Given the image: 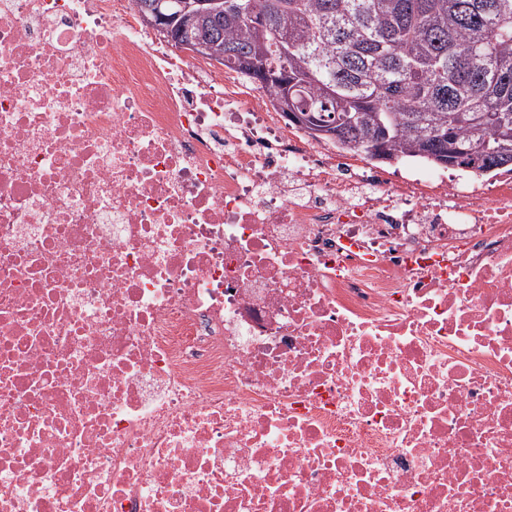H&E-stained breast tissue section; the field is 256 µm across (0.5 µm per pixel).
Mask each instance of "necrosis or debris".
I'll return each mask as SVG.
<instances>
[{"instance_id": "1", "label": "necrosis or debris", "mask_w": 512, "mask_h": 512, "mask_svg": "<svg viewBox=\"0 0 512 512\" xmlns=\"http://www.w3.org/2000/svg\"><path fill=\"white\" fill-rule=\"evenodd\" d=\"M234 84L134 0H0V512H512V173Z\"/></svg>"}]
</instances>
